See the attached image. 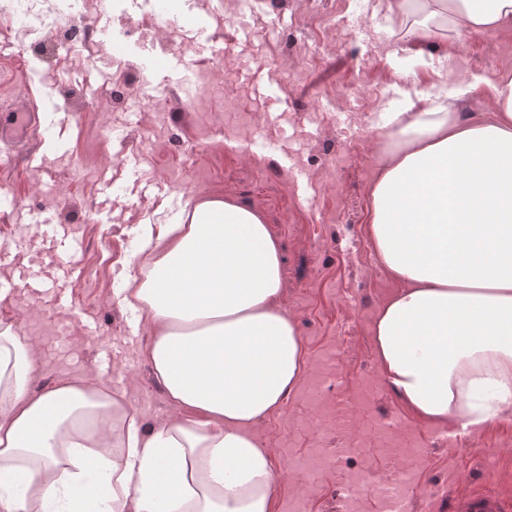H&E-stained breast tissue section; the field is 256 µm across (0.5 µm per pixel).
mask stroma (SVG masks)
<instances>
[{"instance_id": "1", "label": "stroma", "mask_w": 512, "mask_h": 512, "mask_svg": "<svg viewBox=\"0 0 512 512\" xmlns=\"http://www.w3.org/2000/svg\"><path fill=\"white\" fill-rule=\"evenodd\" d=\"M376 0H249L241 19L253 29L264 69L279 74L277 93L293 124L257 126L263 106L238 77L239 62L221 57L234 25L224 0H52L47 29L23 28L10 0H0V113L36 109L43 126L67 129L70 146L55 139L23 146L0 141V244L15 227L45 220L74 224L84 239L85 270L74 290V318L55 341L43 342L36 386L65 375L99 370L109 351L119 370L113 388L129 389L145 423L173 405L137 354L146 335H134L116 295L134 271L130 263L144 224H159L199 197L233 198L258 207L280 241L284 308L298 320L315 366L335 369L330 390L355 413L349 431L318 430L321 388L306 380L284 413L262 421L265 447L292 475L275 500L276 512H342L346 477L361 468L363 486L387 480L404 462L385 445L380 420L393 416L420 454L406 512H464L484 494L512 512V417L460 433L449 443L416 423L376 377L369 344L373 309L396 284L379 272L365 226L368 190L381 165L379 140L387 113L420 93L464 94L471 112L490 114L488 78L512 72V32L458 37L434 28L418 42L422 16H389ZM213 14L208 41L189 42L182 15ZM94 16L92 41L70 39V26ZM335 34L328 43L327 34ZM174 48L167 74L146 84L141 61L152 41ZM130 54L113 59L108 40ZM101 68L108 81L88 97L82 73ZM125 164L152 181L155 194L120 193L135 223L115 224L98 207V172ZM102 324L85 336L89 318Z\"/></svg>"}]
</instances>
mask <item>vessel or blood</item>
I'll list each match as a JSON object with an SVG mask.
<instances>
[{
  "mask_svg": "<svg viewBox=\"0 0 512 512\" xmlns=\"http://www.w3.org/2000/svg\"><path fill=\"white\" fill-rule=\"evenodd\" d=\"M172 52L168 42L160 41L154 52L143 64V71L150 79H158L167 72ZM253 95L264 101L272 119H279L284 106L275 93L273 78L262 67H249L243 72ZM33 120L28 113H5L0 115V134L13 139H26ZM100 186V207L113 212L117 196L113 190L116 181L111 169H102L98 176ZM37 235L43 243L42 259L39 265L21 264V245L4 248L0 246V263L12 267L14 277L8 280V287L20 289L29 299L44 302L61 312L72 309V295L75 285L83 277V268L78 257L83 250V239L71 224H41Z\"/></svg>",
  "mask_w": 512,
  "mask_h": 512,
  "instance_id": "1",
  "label": "vessel or blood"
}]
</instances>
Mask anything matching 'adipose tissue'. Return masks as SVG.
Segmentation results:
<instances>
[{
  "mask_svg": "<svg viewBox=\"0 0 512 512\" xmlns=\"http://www.w3.org/2000/svg\"><path fill=\"white\" fill-rule=\"evenodd\" d=\"M460 35L512 29V0H387ZM492 115L453 93L390 113L366 234L396 282L370 326L380 379L420 424L512 415V75ZM118 302L175 415L78 375L35 388L38 344L0 326V512H273L283 478L256 426L309 375L281 303L282 251L255 207L204 197L146 231Z\"/></svg>",
  "mask_w": 512,
  "mask_h": 512,
  "instance_id": "1",
  "label": "adipose tissue"
}]
</instances>
